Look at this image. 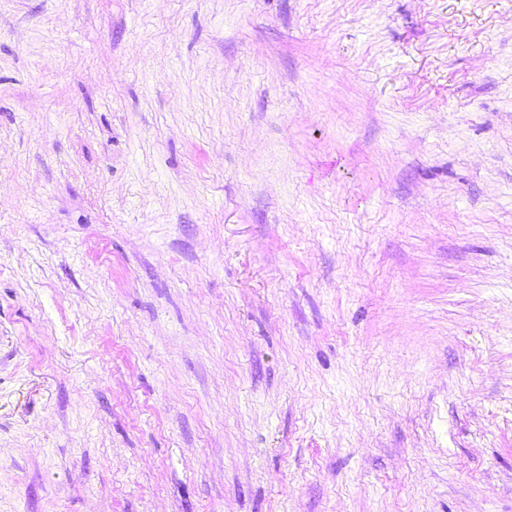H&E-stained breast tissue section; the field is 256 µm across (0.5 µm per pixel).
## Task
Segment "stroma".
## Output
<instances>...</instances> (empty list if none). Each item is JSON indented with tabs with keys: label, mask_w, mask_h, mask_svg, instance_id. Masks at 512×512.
Listing matches in <instances>:
<instances>
[{
	"label": "stroma",
	"mask_w": 512,
	"mask_h": 512,
	"mask_svg": "<svg viewBox=\"0 0 512 512\" xmlns=\"http://www.w3.org/2000/svg\"><path fill=\"white\" fill-rule=\"evenodd\" d=\"M0 512H512V0H0Z\"/></svg>",
	"instance_id": "obj_1"
}]
</instances>
